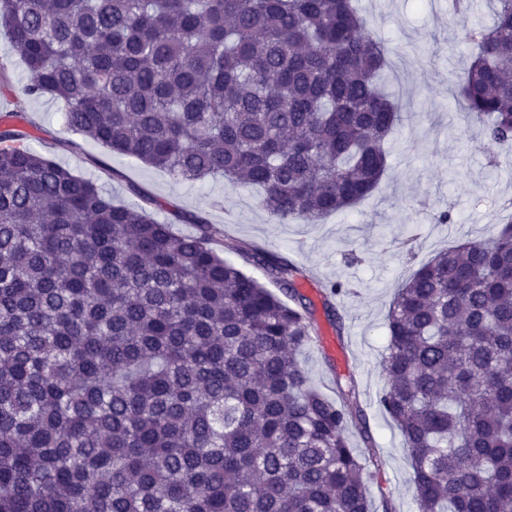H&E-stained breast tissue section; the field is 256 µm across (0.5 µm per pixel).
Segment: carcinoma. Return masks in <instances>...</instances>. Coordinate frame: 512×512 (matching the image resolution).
Returning a JSON list of instances; mask_svg holds the SVG:
<instances>
[{
  "mask_svg": "<svg viewBox=\"0 0 512 512\" xmlns=\"http://www.w3.org/2000/svg\"><path fill=\"white\" fill-rule=\"evenodd\" d=\"M473 30L460 84L512 142V0ZM28 96L178 181L258 189L280 224L371 196L400 121L389 48L352 0H0ZM0 123V512H372L381 458L353 447L354 380L319 344L305 271L198 215L172 232ZM378 404L419 512H512V214L436 253L386 320Z\"/></svg>",
  "mask_w": 512,
  "mask_h": 512,
  "instance_id": "obj_1",
  "label": "carcinoma"
}]
</instances>
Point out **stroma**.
Segmentation results:
<instances>
[{
    "label": "stroma",
    "instance_id": "35a3bbf8",
    "mask_svg": "<svg viewBox=\"0 0 512 512\" xmlns=\"http://www.w3.org/2000/svg\"><path fill=\"white\" fill-rule=\"evenodd\" d=\"M370 31L392 53L385 70L388 90L401 107L402 122L390 144L388 167L375 193L356 208L316 224H280L257 202L255 191L223 179L188 183L69 130L61 100L25 94L29 73L7 50L0 28V114L21 113L28 146L76 174L94 179L121 204L136 205L135 183L165 201L159 219L174 232L194 225L177 212H200L229 238L257 245L306 268L304 290L320 302V290L339 281L349 292L335 303L333 317L319 315L321 335L337 338L340 354L314 346L301 363L311 381L328 389L332 374H353L383 467L381 485L394 512H417L412 469L403 438L375 400L384 385L380 361L387 343L386 317L397 289L421 262L448 246L487 239L499 229L501 207L512 203V147L487 139L467 123L458 84L471 62L470 30L492 21L489 0H358ZM450 211V225L436 221ZM340 321L342 332L332 323Z\"/></svg>",
    "mask_w": 512,
    "mask_h": 512
}]
</instances>
